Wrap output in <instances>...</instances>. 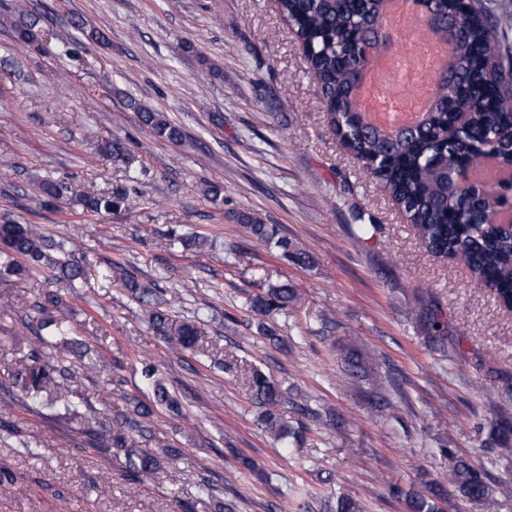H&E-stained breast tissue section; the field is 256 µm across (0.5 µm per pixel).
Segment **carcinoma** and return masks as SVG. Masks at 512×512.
Instances as JSON below:
<instances>
[{
  "instance_id": "obj_1",
  "label": "carcinoma",
  "mask_w": 512,
  "mask_h": 512,
  "mask_svg": "<svg viewBox=\"0 0 512 512\" xmlns=\"http://www.w3.org/2000/svg\"><path fill=\"white\" fill-rule=\"evenodd\" d=\"M384 0H278L279 13L293 29L305 48L306 69L316 79L323 96L330 126L341 144L360 159L375 162L369 171L407 215L421 245L430 253L462 259L480 280L497 289L506 303L512 301V227L503 214L501 197L474 189L462 196L453 187L457 161H472V176L479 183L489 182L488 170L496 178L508 173L512 165V54L502 50L501 35L512 28V15H495L484 0H433L430 25L441 38H452L457 46L449 62L457 70L453 84L437 79L430 93L427 120L416 127L379 128L359 125L349 111L356 107L354 74L360 65L363 34L381 24ZM38 21L29 20L15 26L17 42L31 45L41 35ZM129 106L138 112L140 121L160 138L171 142L182 139L179 126L161 112L135 101ZM477 113L473 126L450 142L443 132L451 118L448 108ZM101 152L114 163H127L126 150L119 141H107ZM44 206L59 211L64 200L63 187L45 180L39 185ZM127 201V194L82 195L78 203L93 213L110 212ZM238 221L259 240L273 246L275 257L298 265L310 263L311 256L298 244L279 233L274 224H262L249 214ZM79 244L56 241L43 234L37 224L0 222V272L24 276L28 267L21 260L59 272L69 282L81 279L85 270L76 259ZM299 301L297 289L286 283L270 284L250 300L251 311L262 317L288 313ZM410 313L426 332V339L445 347L448 322L436 303L418 297ZM151 320L157 333L170 349L191 351L198 346L203 320L176 319L155 311ZM40 328L47 335L37 336L38 344L49 345L51 339L76 345L69 340V326L52 319ZM28 368L9 375L12 384L33 395L54 382L64 369L43 358L40 349L30 353ZM144 377L153 387L156 403L173 411L179 402L158 376L155 366L143 368ZM250 388L254 399L264 408L259 422L275 440L300 443V428L288 424L278 412L283 393L280 385L259 368L251 371ZM153 416L151 406L132 398V413L115 420L112 430L98 437V447L124 453L128 476L162 478L157 458L146 450L129 448L126 429L146 431ZM452 485L471 504L489 506L492 491L482 473L469 460L460 459L441 482L424 492L405 494L409 512H445L447 486ZM330 512H361L359 502L340 495Z\"/></svg>"
}]
</instances>
